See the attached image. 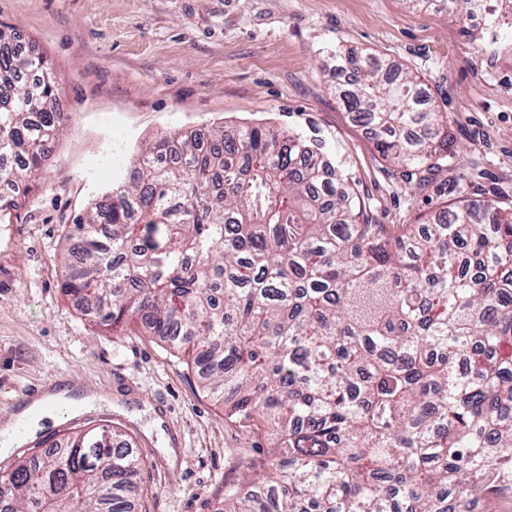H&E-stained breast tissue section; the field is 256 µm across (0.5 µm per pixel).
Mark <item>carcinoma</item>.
Masks as SVG:
<instances>
[{"label": "carcinoma", "instance_id": "carcinoma-1", "mask_svg": "<svg viewBox=\"0 0 512 512\" xmlns=\"http://www.w3.org/2000/svg\"><path fill=\"white\" fill-rule=\"evenodd\" d=\"M512 0L482 35L512 58ZM0 223L68 116L45 56L0 28ZM336 93L403 168L451 163L448 116L399 65L347 48ZM165 133L70 234L63 290L112 326L192 355L202 387L271 462L222 512H472L512 489V206L458 200L428 224H382L356 179L297 130ZM0 471V512H132L124 434L78 430Z\"/></svg>", "mask_w": 512, "mask_h": 512}]
</instances>
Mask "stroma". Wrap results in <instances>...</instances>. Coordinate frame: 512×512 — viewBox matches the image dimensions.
Here are the masks:
<instances>
[{
	"instance_id": "35a3bbf8",
	"label": "stroma",
	"mask_w": 512,
	"mask_h": 512,
	"mask_svg": "<svg viewBox=\"0 0 512 512\" xmlns=\"http://www.w3.org/2000/svg\"><path fill=\"white\" fill-rule=\"evenodd\" d=\"M0 27L46 55L70 120L18 220L0 223V422L23 394L111 403L42 418L61 439L118 427L142 462L134 512H215L267 451L202 391L188 356L137 324L109 328L62 290L74 218L117 165L169 131L224 123L316 128L385 224H422L458 198L512 202V60L488 65L452 0H0ZM359 47L417 75L447 112L453 165L386 161L330 86L328 55Z\"/></svg>"
}]
</instances>
